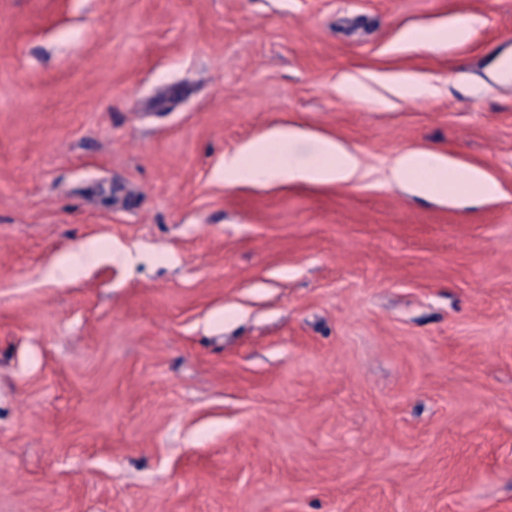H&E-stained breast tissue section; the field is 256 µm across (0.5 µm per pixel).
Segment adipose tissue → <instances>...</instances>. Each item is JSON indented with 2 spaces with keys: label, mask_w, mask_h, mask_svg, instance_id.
<instances>
[{
  "label": "adipose tissue",
  "mask_w": 512,
  "mask_h": 512,
  "mask_svg": "<svg viewBox=\"0 0 512 512\" xmlns=\"http://www.w3.org/2000/svg\"><path fill=\"white\" fill-rule=\"evenodd\" d=\"M363 176L359 156L340 141L282 127L255 140L224 163V180L354 183ZM390 181L407 185L425 196L444 197L456 185L469 199H485L499 191L481 167L464 164L427 150L397 155L388 172Z\"/></svg>",
  "instance_id": "1"
}]
</instances>
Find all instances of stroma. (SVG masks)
Instances as JSON below:
<instances>
[{"label": "stroma", "instance_id": "1", "mask_svg": "<svg viewBox=\"0 0 512 512\" xmlns=\"http://www.w3.org/2000/svg\"><path fill=\"white\" fill-rule=\"evenodd\" d=\"M505 59L512 0H0V512H512ZM288 126L362 180L225 182ZM469 27V21L460 20L449 27L412 31L407 35V39L418 46L431 48L450 40H464L468 35ZM395 91L403 96L413 98L422 97L428 88V84L423 77L402 75L392 80ZM421 173H426L427 177L421 179ZM388 178L425 196L448 197V183L460 187L464 197L475 200L491 198L499 191L496 181L481 167L427 150L397 155L389 167Z\"/></svg>", "mask_w": 512, "mask_h": 512}]
</instances>
